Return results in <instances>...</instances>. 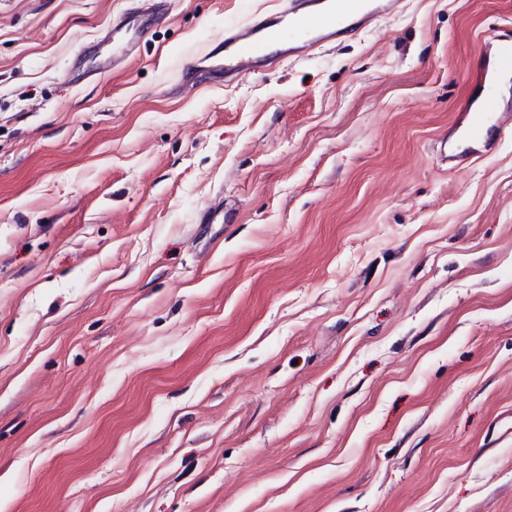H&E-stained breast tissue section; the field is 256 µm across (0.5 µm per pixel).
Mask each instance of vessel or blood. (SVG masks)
Here are the masks:
<instances>
[{
    "label": "vessel or blood",
    "instance_id": "1",
    "mask_svg": "<svg viewBox=\"0 0 512 512\" xmlns=\"http://www.w3.org/2000/svg\"><path fill=\"white\" fill-rule=\"evenodd\" d=\"M403 0H284L272 13L224 30V40L207 53L206 71L233 83L247 74L308 55L336 43L374 22L396 17ZM512 75V35L502 34L485 45V66L470 105L455 123L467 145L448 155L458 167L487 154L501 131L512 127V100L503 98L497 76Z\"/></svg>",
    "mask_w": 512,
    "mask_h": 512
}]
</instances>
